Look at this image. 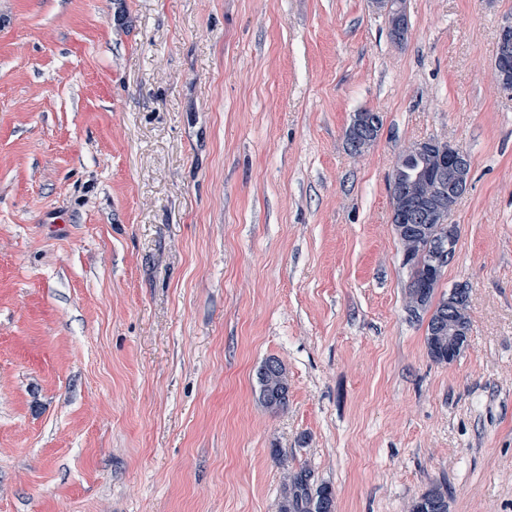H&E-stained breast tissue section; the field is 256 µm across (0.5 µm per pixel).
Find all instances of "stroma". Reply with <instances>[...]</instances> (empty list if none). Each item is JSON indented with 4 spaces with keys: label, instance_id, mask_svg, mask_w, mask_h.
Instances as JSON below:
<instances>
[{
    "label": "stroma",
    "instance_id": "stroma-1",
    "mask_svg": "<svg viewBox=\"0 0 512 512\" xmlns=\"http://www.w3.org/2000/svg\"><path fill=\"white\" fill-rule=\"evenodd\" d=\"M406 13L398 44L370 0H0V512H278L301 467L336 512H512V0ZM429 138L471 164L448 364L388 188ZM365 111L366 112H358L356 116L354 115V120L348 135L350 147L353 149H361L370 144L375 128L379 125L381 114L373 111ZM373 142L368 147H370ZM408 508V512H448V489H431L413 500Z\"/></svg>",
    "mask_w": 512,
    "mask_h": 512
}]
</instances>
